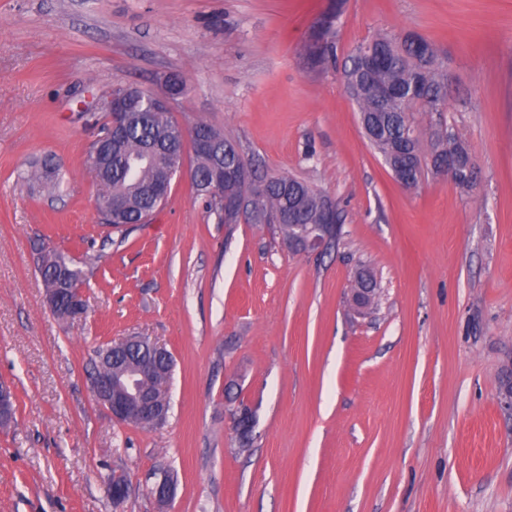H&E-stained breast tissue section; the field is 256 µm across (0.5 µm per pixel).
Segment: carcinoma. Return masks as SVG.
I'll return each mask as SVG.
<instances>
[{
  "mask_svg": "<svg viewBox=\"0 0 512 512\" xmlns=\"http://www.w3.org/2000/svg\"><path fill=\"white\" fill-rule=\"evenodd\" d=\"M336 54L335 16L321 18L309 39L302 46L306 64L313 70L329 65ZM440 54L436 45L415 34L399 37L377 33L360 43L351 55V66L346 76L356 75L368 85L366 92L356 96L358 112L367 115L376 129L369 143L386 158L406 141L411 143L407 162L418 171L429 163H437L456 156L462 163L460 185L471 188L477 180V171L467 167L468 150L461 136L452 127L426 133L424 118L432 112L447 110L444 80L439 78ZM134 111L125 132L112 134L109 116L101 123L102 134L90 150V171L99 185L97 211L104 223L119 229L128 224H141L161 206L153 190L164 180L166 172L183 161L187 142L197 130L209 131L215 139V149L224 155V168H246L236 141L204 122H197L189 130L183 128L172 113L150 91H140V97L131 100ZM191 179L198 194L208 198L210 211L218 222H224V204L208 193L211 179L209 159L193 155ZM256 196L253 212L248 218L255 224L262 221L275 224L285 240L293 238L295 225L278 223V216L290 208L296 209L299 221L315 224L324 195L294 176L271 175L259 180L253 187L244 180H224V197H239L247 193ZM119 200L124 208L108 210L110 199ZM39 273L46 290L68 288L81 295L85 280L83 269L67 255L51 248H39ZM355 287L372 289L377 297L378 282L373 272L362 268L355 276ZM121 351L110 343L97 346L89 357L91 368L111 371L110 363L102 360L108 350ZM123 358L131 362H151L156 373L148 388L159 399L168 398L173 365L156 358L141 346L128 348Z\"/></svg>",
  "mask_w": 512,
  "mask_h": 512,
  "instance_id": "obj_1",
  "label": "carcinoma"
}]
</instances>
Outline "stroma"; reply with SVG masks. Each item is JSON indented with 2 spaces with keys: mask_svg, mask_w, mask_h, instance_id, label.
Instances as JSON below:
<instances>
[{
  "mask_svg": "<svg viewBox=\"0 0 512 512\" xmlns=\"http://www.w3.org/2000/svg\"><path fill=\"white\" fill-rule=\"evenodd\" d=\"M329 13L337 61L313 70L301 47ZM379 32L440 50L448 110L429 120L467 144L471 189H406L365 137L344 70ZM173 72L175 119L336 201L337 244L299 253L275 226L218 223L185 174L147 223L102 225L89 148L109 95ZM46 157L57 185L29 182ZM39 241L84 269V319L51 311ZM364 265L381 298L359 314ZM131 335L174 358L155 428L89 389L93 347ZM510 368L512 0H0V380L16 396L0 512H512ZM232 396L257 409L244 452ZM176 481L173 475L168 472L161 474L150 489V494L160 504H168L174 497Z\"/></svg>",
  "mask_w": 512,
  "mask_h": 512,
  "instance_id": "stroma-1",
  "label": "stroma"
}]
</instances>
